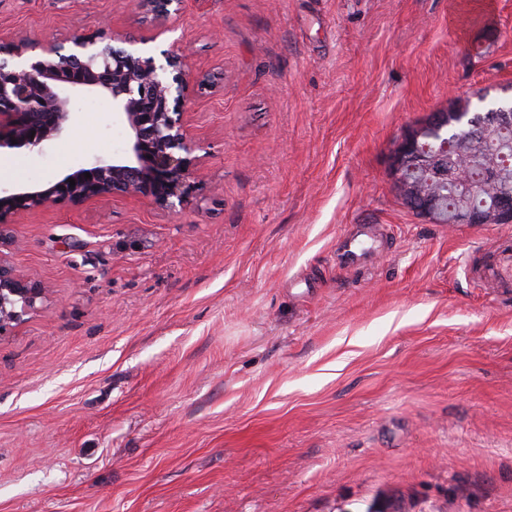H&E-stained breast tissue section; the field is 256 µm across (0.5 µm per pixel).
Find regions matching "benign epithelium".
<instances>
[{
    "label": "benign epithelium",
    "instance_id": "benign-epithelium-1",
    "mask_svg": "<svg viewBox=\"0 0 512 512\" xmlns=\"http://www.w3.org/2000/svg\"><path fill=\"white\" fill-rule=\"evenodd\" d=\"M137 5L144 18L161 26L180 12L182 0H137ZM136 43L137 38L120 33L75 32L41 41L0 38V154H39L68 140L76 121L71 103L78 96L107 100L112 116L127 131L123 150L110 159L92 155L83 167L48 181L0 187V335L36 310L46 292L9 258L18 216L50 204L116 198L143 199L176 215L194 198L202 156L184 106L194 86L207 78H190L182 55L173 50L146 56L135 49ZM452 123L462 130L456 143L489 140L494 131L512 127V103L491 109L479 122L465 112H434L405 130L389 155L397 195L435 224H511L512 179L503 177L498 166H482L483 178L496 188L495 203L488 209L471 203L476 187L462 170L448 169L443 132ZM443 184L458 191L456 207L445 208Z\"/></svg>",
    "mask_w": 512,
    "mask_h": 512
}]
</instances>
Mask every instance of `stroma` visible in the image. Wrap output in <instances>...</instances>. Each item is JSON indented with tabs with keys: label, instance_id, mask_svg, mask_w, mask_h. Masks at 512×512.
<instances>
[{
	"label": "stroma",
	"instance_id": "1",
	"mask_svg": "<svg viewBox=\"0 0 512 512\" xmlns=\"http://www.w3.org/2000/svg\"><path fill=\"white\" fill-rule=\"evenodd\" d=\"M133 33L194 89L179 215L115 199L14 225L47 290L0 335V512H512V223L435 224L389 152L512 94V0H0V36ZM71 139L0 181L110 156ZM368 252L350 261L347 246ZM143 18L162 26L172 15L181 10L182 0H137Z\"/></svg>",
	"mask_w": 512,
	"mask_h": 512
}]
</instances>
